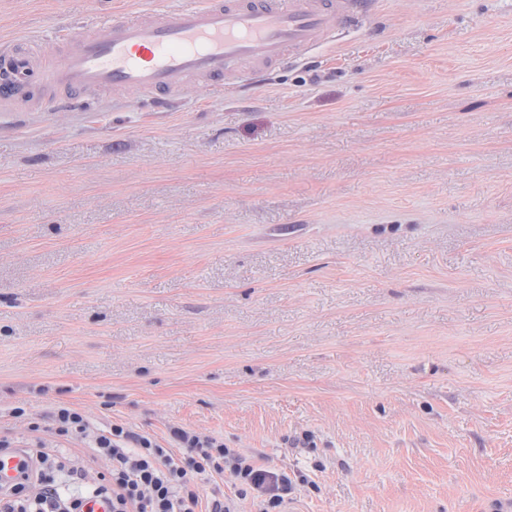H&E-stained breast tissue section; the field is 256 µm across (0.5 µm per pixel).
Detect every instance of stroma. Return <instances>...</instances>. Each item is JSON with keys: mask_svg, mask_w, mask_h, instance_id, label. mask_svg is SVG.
Wrapping results in <instances>:
<instances>
[{"mask_svg": "<svg viewBox=\"0 0 512 512\" xmlns=\"http://www.w3.org/2000/svg\"><path fill=\"white\" fill-rule=\"evenodd\" d=\"M188 2L0 0V40ZM96 101L0 112V437L66 404L221 438L283 512L512 505V0Z\"/></svg>", "mask_w": 512, "mask_h": 512, "instance_id": "1", "label": "stroma"}]
</instances>
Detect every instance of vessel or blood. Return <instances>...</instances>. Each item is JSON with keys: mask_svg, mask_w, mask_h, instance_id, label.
Masks as SVG:
<instances>
[{"mask_svg": "<svg viewBox=\"0 0 512 512\" xmlns=\"http://www.w3.org/2000/svg\"><path fill=\"white\" fill-rule=\"evenodd\" d=\"M358 0H199L152 21L113 16L83 31L60 56L26 43H0V109L19 93L36 101L61 88L63 107L88 111L91 91L137 88L162 104L187 78L223 82L250 59L262 71L355 23Z\"/></svg>", "mask_w": 512, "mask_h": 512, "instance_id": "obj_1", "label": "vessel or blood"}]
</instances>
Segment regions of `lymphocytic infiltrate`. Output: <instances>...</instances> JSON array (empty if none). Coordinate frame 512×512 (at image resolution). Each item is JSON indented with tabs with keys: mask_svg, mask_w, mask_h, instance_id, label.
Returning a JSON list of instances; mask_svg holds the SVG:
<instances>
[{
	"mask_svg": "<svg viewBox=\"0 0 512 512\" xmlns=\"http://www.w3.org/2000/svg\"><path fill=\"white\" fill-rule=\"evenodd\" d=\"M9 414L28 421L31 431L87 442L112 468L104 483L92 486L75 459L52 448L31 449L19 481L0 491V512H83L92 497L107 500L112 512H237L231 500L201 497L199 476L224 473L240 497L260 498L262 512H281L288 493L287 475L256 465L214 437L176 428L165 447L124 424L93 426L83 412L65 404L55 406L44 423L30 420L22 406Z\"/></svg>",
	"mask_w": 512,
	"mask_h": 512,
	"instance_id": "lymphocytic-infiltrate-1",
	"label": "lymphocytic infiltrate"
}]
</instances>
